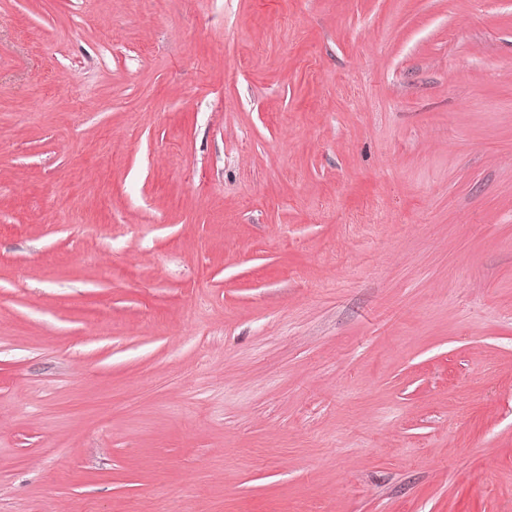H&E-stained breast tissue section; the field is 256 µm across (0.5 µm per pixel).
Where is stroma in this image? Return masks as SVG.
<instances>
[{
	"label": "stroma",
	"mask_w": 512,
	"mask_h": 512,
	"mask_svg": "<svg viewBox=\"0 0 512 512\" xmlns=\"http://www.w3.org/2000/svg\"><path fill=\"white\" fill-rule=\"evenodd\" d=\"M512 512V0H0V512Z\"/></svg>",
	"instance_id": "obj_1"
}]
</instances>
